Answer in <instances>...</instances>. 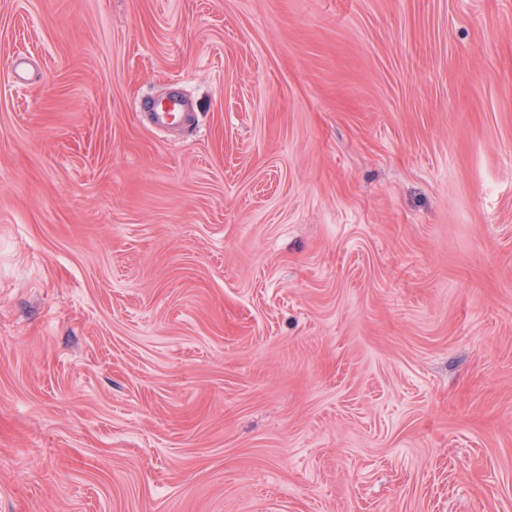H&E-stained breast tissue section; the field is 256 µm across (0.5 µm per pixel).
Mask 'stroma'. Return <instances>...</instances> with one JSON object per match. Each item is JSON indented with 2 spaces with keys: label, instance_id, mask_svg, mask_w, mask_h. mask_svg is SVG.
Returning a JSON list of instances; mask_svg holds the SVG:
<instances>
[{
  "label": "stroma",
  "instance_id": "1",
  "mask_svg": "<svg viewBox=\"0 0 512 512\" xmlns=\"http://www.w3.org/2000/svg\"><path fill=\"white\" fill-rule=\"evenodd\" d=\"M0 512H512V0H0Z\"/></svg>",
  "mask_w": 512,
  "mask_h": 512
}]
</instances>
